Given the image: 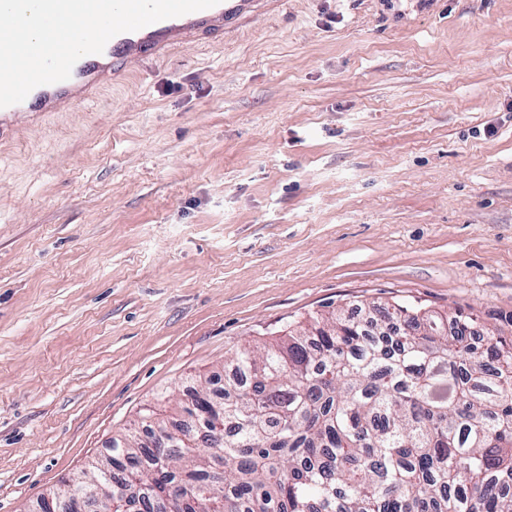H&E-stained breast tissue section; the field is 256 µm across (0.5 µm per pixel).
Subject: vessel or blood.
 <instances>
[{"mask_svg": "<svg viewBox=\"0 0 512 512\" xmlns=\"http://www.w3.org/2000/svg\"><path fill=\"white\" fill-rule=\"evenodd\" d=\"M282 4L283 0H220L204 10L117 34L102 53L79 59L69 79L38 86L23 102L0 108V141L17 138L22 121H38L97 99L129 65L163 59L177 49L231 34L257 13L277 10Z\"/></svg>", "mask_w": 512, "mask_h": 512, "instance_id": "obj_1", "label": "vessel or blood"}]
</instances>
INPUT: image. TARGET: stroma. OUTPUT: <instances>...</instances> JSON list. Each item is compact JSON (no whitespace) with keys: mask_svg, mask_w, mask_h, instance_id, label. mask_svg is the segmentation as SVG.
<instances>
[{"mask_svg":"<svg viewBox=\"0 0 512 512\" xmlns=\"http://www.w3.org/2000/svg\"><path fill=\"white\" fill-rule=\"evenodd\" d=\"M512 335V0H287L0 145V512L314 312Z\"/></svg>","mask_w":512,"mask_h":512,"instance_id":"obj_1","label":"stroma"}]
</instances>
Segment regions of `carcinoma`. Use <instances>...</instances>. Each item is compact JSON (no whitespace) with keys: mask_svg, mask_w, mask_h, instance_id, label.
<instances>
[{"mask_svg":"<svg viewBox=\"0 0 512 512\" xmlns=\"http://www.w3.org/2000/svg\"><path fill=\"white\" fill-rule=\"evenodd\" d=\"M460 313L413 304L380 318L318 313L303 331L229 357L237 378L189 389L181 411L217 409L200 443L185 419L112 439L58 491L73 512L94 489L111 512L131 487L154 512H512V339L472 343Z\"/></svg>","mask_w":512,"mask_h":512,"instance_id":"cac0c4a2","label":"carcinoma"}]
</instances>
